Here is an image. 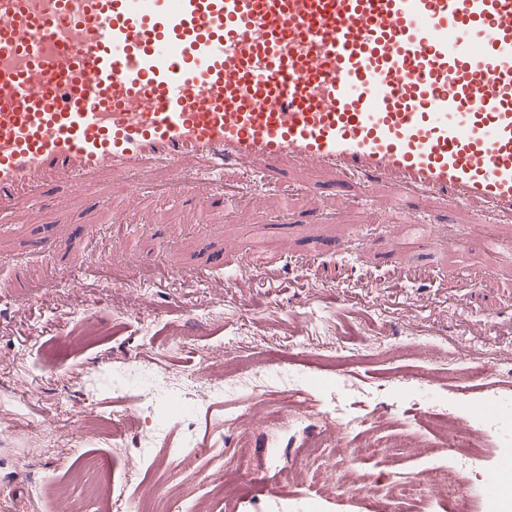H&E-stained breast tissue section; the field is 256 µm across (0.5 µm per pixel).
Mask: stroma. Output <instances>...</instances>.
Listing matches in <instances>:
<instances>
[{"instance_id": "1", "label": "stroma", "mask_w": 512, "mask_h": 512, "mask_svg": "<svg viewBox=\"0 0 512 512\" xmlns=\"http://www.w3.org/2000/svg\"><path fill=\"white\" fill-rule=\"evenodd\" d=\"M321 174L293 170L283 185L253 192L245 204L234 199L213 210L187 201L175 190L156 191L149 183L113 177L93 188L96 204L61 186L45 200L27 205L0 222V488L20 493L35 512H52L38 485L63 480L69 460L94 451L112 474L104 497L85 499V512H127L122 489L129 456L142 437L130 402L143 398L157 422L152 456L182 447L193 437L201 452L191 467L173 462L156 474L157 484L177 498L171 512H397V501L337 494L316 497L303 473L287 476L270 464L271 443L295 463L324 455L340 463L348 449L365 442L389 448L413 436L420 455H383L364 460L361 473L390 482L447 465L448 450L428 423L434 409L479 423L502 417L488 402L494 386L469 362L496 352L499 367L512 369V332L499 336L495 322H512V248L497 257L494 280L483 277L486 255L456 252L450 236L466 234L479 215L460 211L445 227L418 224L416 211L388 184L364 194L352 186L322 190ZM68 212L69 223L50 214ZM60 242L52 261L54 287L42 284L44 256L35 247L43 233ZM325 237L343 239V250H325L314 262L334 279L321 288L304 278L268 284L261 264ZM398 251L399 264L414 281L375 262L361 265L364 238ZM231 247L250 278L242 288H222L225 273L210 266L213 253ZM96 250L116 261L89 266ZM397 280L378 295L367 280ZM107 327L92 347L80 345L82 320ZM236 363L235 380L202 406L194 431L168 412L157 390L161 380L135 373L134 361L160 372L223 371ZM269 373L264 393L242 386L255 371ZM298 375L300 400L320 412L331 398H343L342 379L360 392L355 409L365 424L337 437L326 430L321 449L309 447L310 422L285 425L288 415L277 380ZM92 403L107 417L126 418L127 441L116 448L110 435L85 442L82 416L59 410V401ZM264 417L254 432L253 412ZM70 439L66 448H48L40 435L46 420ZM251 441L250 461L260 474L249 485L237 482V448ZM222 472L234 492L225 497L211 477ZM490 471L512 482V454L496 439L484 442L475 478L479 512H512V485L494 488Z\"/></svg>"}]
</instances>
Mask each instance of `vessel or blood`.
Segmentation results:
<instances>
[{"label": "vessel or blood", "mask_w": 512, "mask_h": 512, "mask_svg": "<svg viewBox=\"0 0 512 512\" xmlns=\"http://www.w3.org/2000/svg\"><path fill=\"white\" fill-rule=\"evenodd\" d=\"M165 165L220 203L311 167L512 242V0H0V216Z\"/></svg>", "instance_id": "1"}]
</instances>
